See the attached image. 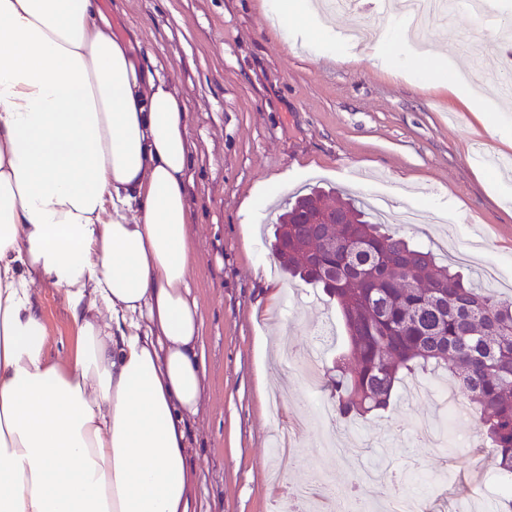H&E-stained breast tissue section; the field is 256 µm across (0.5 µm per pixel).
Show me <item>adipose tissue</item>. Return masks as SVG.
<instances>
[{
	"label": "adipose tissue",
	"instance_id": "1",
	"mask_svg": "<svg viewBox=\"0 0 512 512\" xmlns=\"http://www.w3.org/2000/svg\"><path fill=\"white\" fill-rule=\"evenodd\" d=\"M266 11L329 32L315 0ZM192 147L183 99L99 0H0V512H194ZM39 280L77 328L65 366Z\"/></svg>",
	"mask_w": 512,
	"mask_h": 512
}]
</instances>
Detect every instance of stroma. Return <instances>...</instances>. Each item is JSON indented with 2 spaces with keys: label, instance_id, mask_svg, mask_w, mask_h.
<instances>
[{
  "label": "stroma",
  "instance_id": "obj_1",
  "mask_svg": "<svg viewBox=\"0 0 512 512\" xmlns=\"http://www.w3.org/2000/svg\"><path fill=\"white\" fill-rule=\"evenodd\" d=\"M112 31L135 39L137 55L155 63L183 97L194 144L187 170L189 279L204 320L205 397L189 422L196 512H275L277 486L315 478L349 489L352 468L326 451L331 435L344 447L366 446L364 465L390 448L392 468L408 473L406 492L429 512H491L473 500L483 483L486 452L470 419L441 415L433 396L405 388L386 411L333 429L311 413L331 403L311 392L306 367L279 358L281 339L318 371L346 346L336 307L321 289L279 272L270 249L268 210L244 217L252 188L287 176L282 196L320 186L343 190L398 226L414 208L420 221L403 226L416 242L480 278L501 271L512 295V96L496 87L476 119L446 90L393 73L380 42L342 43L334 57L275 31L262 0H102ZM459 13L453 33L435 31L429 48L461 72L482 78L500 53L499 31ZM275 280L268 300L264 277ZM49 334V354L66 362L77 329L56 288L35 284ZM309 364V365H310ZM443 417L448 452L438 457L413 426Z\"/></svg>",
  "mask_w": 512,
  "mask_h": 512
}]
</instances>
